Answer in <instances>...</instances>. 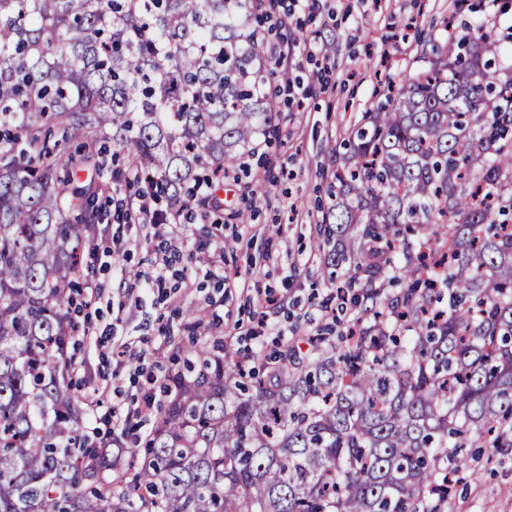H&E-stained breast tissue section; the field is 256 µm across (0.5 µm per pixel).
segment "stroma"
<instances>
[{
  "label": "stroma",
  "mask_w": 512,
  "mask_h": 512,
  "mask_svg": "<svg viewBox=\"0 0 512 512\" xmlns=\"http://www.w3.org/2000/svg\"><path fill=\"white\" fill-rule=\"evenodd\" d=\"M449 21L458 29L493 22L501 61L512 64V0H466L462 8L456 0H315L292 8L287 26L312 50L296 53L289 76L309 86V95H281L278 137L257 155L240 150L247 178L226 180L207 219L184 224L179 257H165V226L117 220L111 173L102 172L106 189L95 200L102 220L75 297L83 433L111 440L113 409H136L147 393L164 400L163 383L196 348L240 354L260 344L270 352L283 339L306 344L333 323L336 285L317 244L333 203L336 146L362 112L384 100L385 81L402 82L421 67ZM252 183L262 185L261 199H251ZM240 209L252 212L248 223L234 220ZM162 261V281L146 286ZM132 269L140 280L129 278ZM269 293L279 305L266 303ZM197 312L203 323H195ZM466 454L469 473L447 512H512V447L480 442Z\"/></svg>",
  "instance_id": "1"
}]
</instances>
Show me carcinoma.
<instances>
[{
	"mask_svg": "<svg viewBox=\"0 0 512 512\" xmlns=\"http://www.w3.org/2000/svg\"><path fill=\"white\" fill-rule=\"evenodd\" d=\"M264 8L0 0V512H443L470 438L512 447V65L488 22L432 44L336 152L325 266L348 267L350 334L248 382L195 350L138 464L81 433L72 313L100 213L74 177L110 143L179 206L272 134Z\"/></svg>",
	"mask_w": 512,
	"mask_h": 512,
	"instance_id": "1",
	"label": "carcinoma"
}]
</instances>
